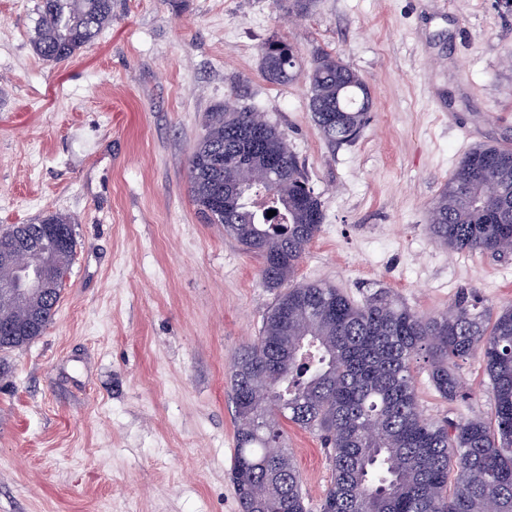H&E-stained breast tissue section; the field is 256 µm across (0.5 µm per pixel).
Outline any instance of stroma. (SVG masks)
I'll return each mask as SVG.
<instances>
[{
  "label": "stroma",
  "instance_id": "1",
  "mask_svg": "<svg viewBox=\"0 0 512 512\" xmlns=\"http://www.w3.org/2000/svg\"><path fill=\"white\" fill-rule=\"evenodd\" d=\"M37 0H0V227L59 212L77 246L56 315L0 357V512H240L228 361L279 291L261 259L198 214L188 161L206 112L234 98L285 130L322 204L298 281L355 301L389 291L423 315L460 293L512 304V254L451 253L428 206L480 144L512 149V6L505 0H112V23L68 61L30 44ZM284 40L299 70H261ZM362 77L371 121L328 144L309 110L317 53ZM423 411H490L478 360L449 402L411 366ZM309 512L331 465L286 427ZM263 73L272 82L291 80L298 66L294 48L285 41L271 40L261 48Z\"/></svg>",
  "mask_w": 512,
  "mask_h": 512
}]
</instances>
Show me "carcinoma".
<instances>
[{
  "instance_id": "obj_1",
  "label": "carcinoma",
  "mask_w": 512,
  "mask_h": 512,
  "mask_svg": "<svg viewBox=\"0 0 512 512\" xmlns=\"http://www.w3.org/2000/svg\"><path fill=\"white\" fill-rule=\"evenodd\" d=\"M31 43L46 61L63 62L112 23V0H38ZM272 82L293 78L294 48H261ZM312 120L332 144L353 143L370 112L366 83L341 59L322 54L307 75ZM254 112L235 99L207 114L206 132L189 158L192 200L209 224L224 225L262 259L270 288H285L264 317L260 336L230 360L236 419L231 482L242 512H307L302 476L286 448L284 423L317 433L332 478L320 512H512V306L492 314L466 295L445 312L423 316L387 292L357 303L340 289L295 280L323 222L321 201L278 125H259L262 151L242 176ZM264 188L277 201L273 223L244 205L224 206V184ZM73 229L49 214L28 225ZM428 232L453 252L512 253V150L471 149L428 210ZM76 243L53 259L52 294L14 293L0 300V339L9 352L42 336L60 299ZM423 355L445 400L462 396L459 363L479 359L490 413L442 422L424 415L411 374Z\"/></svg>"
}]
</instances>
